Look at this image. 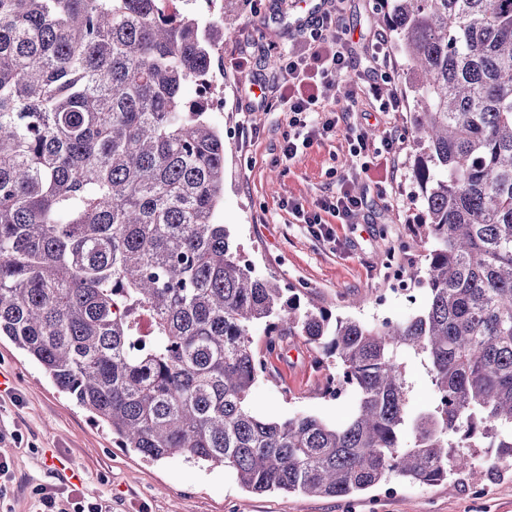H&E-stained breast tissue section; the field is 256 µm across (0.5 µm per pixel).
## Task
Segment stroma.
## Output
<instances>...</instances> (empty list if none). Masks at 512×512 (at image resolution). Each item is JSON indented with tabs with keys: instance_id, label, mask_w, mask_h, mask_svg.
I'll list each match as a JSON object with an SVG mask.
<instances>
[{
	"instance_id": "obj_1",
	"label": "stroma",
	"mask_w": 512,
	"mask_h": 512,
	"mask_svg": "<svg viewBox=\"0 0 512 512\" xmlns=\"http://www.w3.org/2000/svg\"><path fill=\"white\" fill-rule=\"evenodd\" d=\"M300 2L263 0L256 11L248 0L237 8L228 0H176L177 10L196 14L202 22L223 16L225 49L240 39L256 48L251 72L214 73L215 90L224 97L223 111L209 115L224 134V200L218 218L248 263L259 273L276 276L282 286L296 289L302 303L367 324L403 319L417 310V302L403 295L381 306L377 297L392 288L393 270L425 260L414 231L421 205L410 171L417 147L409 112L346 113L335 133L284 166L277 158L285 121L278 113L248 106L250 75L263 77L268 90H275L278 60L262 49L295 40L293 20ZM385 12L381 0H345L343 22L353 31V69L366 67L364 45L385 29ZM360 124L371 125L378 135L389 127L401 137L394 189L382 196L373 182L360 180L366 206L359 223L334 224V236L327 239L289 214L287 203L296 201L313 212L320 199L335 191L336 175L347 174L351 161L346 129ZM245 127L252 131L248 143L240 137ZM314 357V350L293 336L287 353L267 356V369L249 396L254 410L271 419L300 411L344 419L349 396H322L327 370L317 366ZM0 372L12 378L8 390L0 392V426L19 436L18 442L0 443V456L12 462L0 512H37L32 488L63 486V479L45 467L49 453L71 463L81 476L79 489L107 499L112 512H512V467L500 468L477 485L457 475L435 485L394 479L349 499L283 491L256 494L224 469L181 455L151 462L119 447L107 427L59 391L4 337Z\"/></svg>"
}]
</instances>
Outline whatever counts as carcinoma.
Masks as SVG:
<instances>
[{"mask_svg":"<svg viewBox=\"0 0 512 512\" xmlns=\"http://www.w3.org/2000/svg\"><path fill=\"white\" fill-rule=\"evenodd\" d=\"M172 0H0V336L122 448L222 466L254 493L349 498L512 461V0H390L420 154L419 310L303 305L218 223L224 133L202 100L224 23ZM265 352L332 359L333 422L254 412ZM434 399L410 412L404 359ZM496 449L477 472L469 449Z\"/></svg>","mask_w":512,"mask_h":512,"instance_id":"1","label":"carcinoma"}]
</instances>
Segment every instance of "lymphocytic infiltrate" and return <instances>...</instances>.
Listing matches in <instances>:
<instances>
[{"label":"lymphocytic infiltrate","mask_w":512,"mask_h":512,"mask_svg":"<svg viewBox=\"0 0 512 512\" xmlns=\"http://www.w3.org/2000/svg\"><path fill=\"white\" fill-rule=\"evenodd\" d=\"M340 0H330L328 7L308 21L301 30V47L280 50L278 65L281 82L277 96L260 98L259 106L284 114L287 130L283 136L280 159L288 163L296 159L326 133L336 127L328 119L327 94L338 89L350 73L348 32L340 20ZM391 44L385 32L374 34L367 47V65L357 79L364 100L376 103L378 111L399 112L403 99L391 85ZM401 143L394 134L381 140L368 136L364 127H355L349 139V152L355 159V174L365 175L380 160L396 158ZM364 208V199L354 194L347 183H340L336 194L323 200L318 211L305 212L302 205L291 204L290 210L303 223L317 226L318 232L331 236L329 218L343 224L354 223ZM43 512H110L106 500L86 494L65 496L63 490L35 487Z\"/></svg>","instance_id":"lymphocytic-infiltrate-1"}]
</instances>
